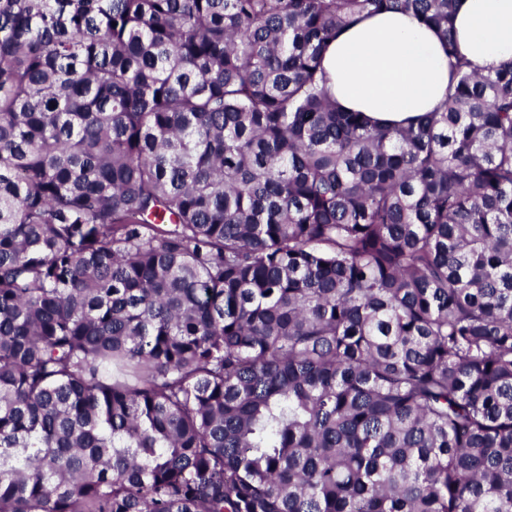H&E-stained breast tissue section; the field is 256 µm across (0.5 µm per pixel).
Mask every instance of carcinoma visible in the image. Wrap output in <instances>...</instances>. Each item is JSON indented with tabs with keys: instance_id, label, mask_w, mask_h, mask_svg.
Returning <instances> with one entry per match:
<instances>
[{
	"instance_id": "obj_1",
	"label": "carcinoma",
	"mask_w": 512,
	"mask_h": 512,
	"mask_svg": "<svg viewBox=\"0 0 512 512\" xmlns=\"http://www.w3.org/2000/svg\"><path fill=\"white\" fill-rule=\"evenodd\" d=\"M458 0H0V512H512V62ZM444 41L381 125L321 61ZM455 37L460 54L485 73L512 62V0H459ZM344 107L402 123L436 108L448 87V57L439 35L417 18L388 12L341 32L322 60Z\"/></svg>"
}]
</instances>
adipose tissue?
I'll return each mask as SVG.
<instances>
[{
    "mask_svg": "<svg viewBox=\"0 0 512 512\" xmlns=\"http://www.w3.org/2000/svg\"><path fill=\"white\" fill-rule=\"evenodd\" d=\"M455 37L460 54L483 71L511 63L512 0H459ZM322 67L342 106L382 122L432 111L448 87L441 38L401 12L378 14L341 32Z\"/></svg>",
    "mask_w": 512,
    "mask_h": 512,
    "instance_id": "ef3b65f1",
    "label": "adipose tissue"
}]
</instances>
